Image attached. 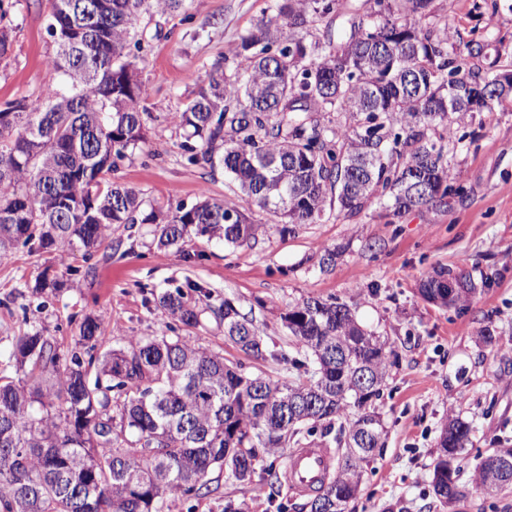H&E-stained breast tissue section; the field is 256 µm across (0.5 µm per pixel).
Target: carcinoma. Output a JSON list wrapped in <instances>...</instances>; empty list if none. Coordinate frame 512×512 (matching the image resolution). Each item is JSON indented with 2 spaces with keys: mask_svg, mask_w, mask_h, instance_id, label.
Wrapping results in <instances>:
<instances>
[{
  "mask_svg": "<svg viewBox=\"0 0 512 512\" xmlns=\"http://www.w3.org/2000/svg\"><path fill=\"white\" fill-rule=\"evenodd\" d=\"M186 0H51L47 32L57 46L46 66L63 77L43 99L0 104V259L29 250L112 248V225L159 224L158 245L190 232L239 246L260 225L245 205L288 225L355 217L383 200L393 215L448 207L463 192L448 164L451 129L481 91L501 101L497 74L475 70L432 8L433 0H362L337 34L312 24L339 0H274L232 50L231 74L216 66L171 122L187 132L193 164H220L246 201L178 203L145 210L140 192L112 179L145 143L140 103L149 87L130 47L141 49L142 13ZM477 283L451 270L423 282L422 296L457 305ZM159 305L187 327L198 302L179 288ZM216 314L224 337L255 360L288 363L292 382L179 336L130 340L101 351L100 323L79 324L81 351L65 357L40 330L16 338L8 360L23 377H0V512H165L170 498L210 493L209 475L274 486L266 459L322 429L335 433L336 475L304 508L345 512L364 466L381 447L380 396L392 350L349 307L307 298L282 317L293 355L269 348L253 320L229 299ZM470 426L442 428L431 486L448 504L462 496L459 460ZM472 483L512 487V448L489 450Z\"/></svg>",
  "mask_w": 512,
  "mask_h": 512,
  "instance_id": "cac0c4a2",
  "label": "carcinoma"
}]
</instances>
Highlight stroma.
Instances as JSON below:
<instances>
[{
	"label": "stroma",
	"mask_w": 512,
	"mask_h": 512,
	"mask_svg": "<svg viewBox=\"0 0 512 512\" xmlns=\"http://www.w3.org/2000/svg\"><path fill=\"white\" fill-rule=\"evenodd\" d=\"M439 12L461 41L479 40L474 69L512 65V0H436ZM273 0H191L188 10L147 13L137 23L143 33L136 59L139 77L150 90L147 142L121 161L116 180L139 191L146 204L193 205L201 196L242 197L223 167L186 160L184 130L169 120L193 91L207 83L214 65L232 72V48L261 19L272 16ZM48 0H0V24L11 30L13 52L0 60V103L41 98L58 74L45 60L55 47L47 33ZM462 141L448 146V163L460 171L464 191L447 209L425 208L387 215L374 206L357 217H329L299 224L291 232L252 209L263 231L240 246L195 234L177 246L158 248L159 227L137 224L114 231L118 249L81 255L18 247L0 261V376H16L7 353L16 336L32 329L57 337L72 349L78 324L93 315L109 344L118 348L138 337L175 334L243 363L248 371L292 381L287 365L256 361L224 338V325L212 313L192 328L174 322L158 294L175 288L189 299L200 290L214 301L232 299L254 318L265 336L290 349L282 317L294 305L315 297L340 301L358 322L387 340L394 352L380 414L384 446L366 467L358 497L346 512H512V488L489 498L475 490L471 476L479 456L512 447V101L477 112L459 129ZM343 248L328 273L318 266L319 248ZM470 275L480 286L463 306L424 300L419 285L434 270ZM60 278L59 292L37 291L43 277ZM472 427L471 445L461 456L460 483L466 493L440 505L430 475L441 428L448 415ZM210 495L169 501L168 512H224L225 500L243 503L245 512H276L277 502L295 503L284 483H239L214 474ZM277 499H270V491Z\"/></svg>",
	"instance_id": "stroma-1"
}]
</instances>
